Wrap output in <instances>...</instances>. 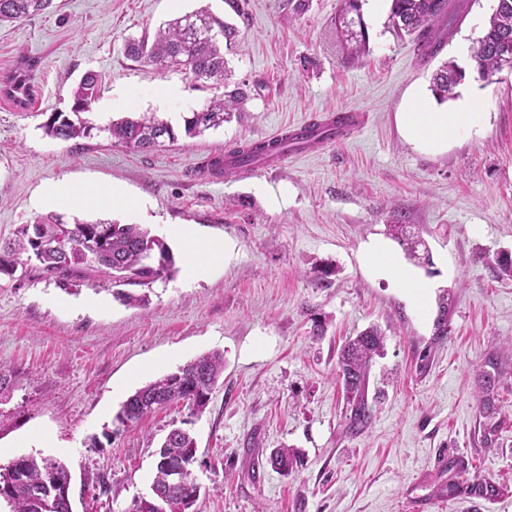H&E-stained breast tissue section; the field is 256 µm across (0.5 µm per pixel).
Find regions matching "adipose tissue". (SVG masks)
Masks as SVG:
<instances>
[{
    "instance_id": "adipose-tissue-1",
    "label": "adipose tissue",
    "mask_w": 512,
    "mask_h": 512,
    "mask_svg": "<svg viewBox=\"0 0 512 512\" xmlns=\"http://www.w3.org/2000/svg\"><path fill=\"white\" fill-rule=\"evenodd\" d=\"M471 114L468 110L438 112L420 104L413 111L404 113L403 125L409 139L421 148L437 151L447 147L448 139L461 129L468 127ZM169 236L179 240L187 256L185 276L196 280L206 276L211 264L224 258L222 242L202 240L195 229L187 224L168 225Z\"/></svg>"
}]
</instances>
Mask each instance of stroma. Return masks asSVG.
<instances>
[{"label": "stroma", "mask_w": 512, "mask_h": 512, "mask_svg": "<svg viewBox=\"0 0 512 512\" xmlns=\"http://www.w3.org/2000/svg\"><path fill=\"white\" fill-rule=\"evenodd\" d=\"M463 14L440 54L470 67L458 46H476L494 0H461ZM54 0L49 12L0 24V80L22 56L38 58L34 93L23 109L0 95V242L55 212L48 188L68 184L66 218L139 224L166 239L190 224L223 240L224 262L186 280L185 254L170 243L176 271L157 280L144 306L113 296L111 280L79 270L74 285L44 274L0 275V363L13 372L0 401V447L34 452L35 432L57 444L45 455L65 463L73 512H129L151 499L156 450L172 424L196 440L192 512H512V277L499 252H512V71L469 80L440 103L409 37L389 23L390 3L363 4L368 54L340 48V0ZM209 10L239 36L225 56L233 81L251 98L224 127L143 153L108 134L81 144L46 136L50 112L66 109L87 71L102 88L91 120L100 126L131 112L163 119L222 96L223 86L128 58L127 37ZM176 99L158 105L168 87ZM440 112L472 104L468 129L446 150L407 139L401 115L416 101ZM365 113L358 134L317 144L280 166L229 177L204 174L207 161L277 128L327 112ZM120 186L105 206L93 194ZM416 225L432 256L410 265L388 232L394 211ZM383 250L431 282L421 305L367 258ZM448 296L451 333L433 339L439 299ZM322 335H314L315 324ZM377 326L386 338L365 390L373 407L361 430L336 379L346 337ZM224 355V373L204 412L175 404L119 427L115 416L137 388L201 354ZM496 357L498 428L485 444L479 375ZM296 448L299 471L266 463L272 449ZM461 463L450 472L443 455ZM487 479L506 487L496 503L440 496L448 480Z\"/></svg>", "instance_id": "35a3bbf8"}]
</instances>
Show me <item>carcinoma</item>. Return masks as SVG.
I'll list each match as a JSON object with an SVG mask.
<instances>
[{"label": "carcinoma", "mask_w": 512, "mask_h": 512, "mask_svg": "<svg viewBox=\"0 0 512 512\" xmlns=\"http://www.w3.org/2000/svg\"><path fill=\"white\" fill-rule=\"evenodd\" d=\"M54 0H0V23L18 21L48 10ZM361 0H341L338 24L344 34L343 49L359 55L369 49V33L361 17ZM390 18L395 32L411 36L420 50L421 59H433L444 48L456 17L450 11V0H391ZM238 29L219 20L206 10L178 16L158 28L154 37L144 33L124 43L126 56L156 70L177 68L197 81L224 84L228 67L224 49L231 47ZM472 70L447 60L436 70L431 90L439 101L455 96V89L476 72L479 77L501 71L512 64V0H496L489 21L478 38L472 56ZM38 59L23 58L15 70L0 83V93L23 108L29 104L31 73ZM98 94V76L85 73L71 91L69 110L51 113L43 128L46 134L63 140L91 138L94 132H106L125 147L149 152L173 143L181 136L196 137L209 129H217L239 111L246 93L235 88L223 97L207 102L198 110L182 117L173 126L156 114L126 116L101 127L87 114L92 112ZM277 152V144L244 142L230 149L229 159L217 157L206 164L205 171L216 177L235 174L241 167L265 160ZM38 232L29 233L28 225L17 231L16 239L0 245V274L13 275L18 268L38 262L49 276H69L73 267L85 265L89 270L112 277L123 285L148 286L170 276L173 257L167 247L138 224L116 221L69 224L63 216L50 214L35 220ZM390 231L408 255L427 264L429 250L425 242L411 231L406 216L392 215ZM384 346V336L376 327H369L345 343L338 357V379L350 402V427L366 426L372 409L364 398L370 366ZM224 372V356L203 354L144 387L138 389L121 406L116 420L123 427L131 426L144 416L176 403H185L198 414L204 411L214 386ZM196 441L180 426L172 427L157 450L156 473L152 489L166 493L171 482V468L183 462L193 463L191 449ZM270 464L278 473L288 476L302 465L300 456L291 448L282 447L270 453ZM69 473L60 461L33 454L21 456L7 465H0V500L10 512H72L71 504L60 497ZM489 501L501 497L507 488L489 480H477L466 486L450 482L443 492L450 497L461 490ZM191 504L182 498L154 497L133 505L132 512H187Z\"/></svg>", "instance_id": "cac0c4a2"}]
</instances>
